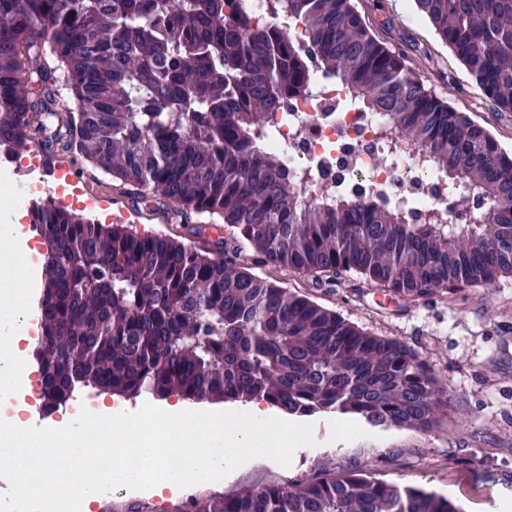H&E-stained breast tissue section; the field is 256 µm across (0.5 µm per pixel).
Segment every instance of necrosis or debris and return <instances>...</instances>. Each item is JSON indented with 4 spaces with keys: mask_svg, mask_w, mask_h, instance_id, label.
I'll use <instances>...</instances> for the list:
<instances>
[{
    "mask_svg": "<svg viewBox=\"0 0 512 512\" xmlns=\"http://www.w3.org/2000/svg\"><path fill=\"white\" fill-rule=\"evenodd\" d=\"M344 99L335 83L317 78L307 95L267 116L264 143L281 157L298 195L310 201L381 187L414 208L447 210L440 177L421 168L414 152L392 149L379 113L349 110Z\"/></svg>",
    "mask_w": 512,
    "mask_h": 512,
    "instance_id": "necrosis-or-debris-1",
    "label": "necrosis or debris"
}]
</instances>
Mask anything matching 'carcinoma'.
Wrapping results in <instances>:
<instances>
[{
	"label": "carcinoma",
	"mask_w": 512,
	"mask_h": 512,
	"mask_svg": "<svg viewBox=\"0 0 512 512\" xmlns=\"http://www.w3.org/2000/svg\"><path fill=\"white\" fill-rule=\"evenodd\" d=\"M301 27L226 12L229 0H0V149L35 140L112 176L183 224L236 230L207 247L95 224L51 198L32 205L44 240L45 406L81 389L195 401L263 398L290 416L352 414L428 431L448 408L405 344L373 336L308 297L257 278L258 259L315 283L355 274L405 299L512 278V155L436 96L355 0H267ZM497 112H512V0H414ZM316 65H311V62ZM345 104L441 179L486 201L472 224L429 209L407 220L381 192L306 202L262 151L267 114L309 89L313 68ZM74 107L63 109L60 85ZM178 512H457L420 488L360 470L293 489L268 485Z\"/></svg>",
	"instance_id": "1"
}]
</instances>
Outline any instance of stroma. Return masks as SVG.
<instances>
[{
    "instance_id": "obj_1",
    "label": "stroma",
    "mask_w": 512,
    "mask_h": 512,
    "mask_svg": "<svg viewBox=\"0 0 512 512\" xmlns=\"http://www.w3.org/2000/svg\"><path fill=\"white\" fill-rule=\"evenodd\" d=\"M359 8L380 36L416 46L411 65L428 87L468 113L512 153V112L493 111L464 67L419 17L413 0H359ZM81 168L84 178L78 191L85 217L105 215L110 223L198 247L230 234L222 219L207 217L199 234L189 235L150 202L131 206L111 175L87 162ZM241 257L263 280L306 295L369 333L398 339L415 350L443 382L447 412L427 432L374 427L351 415L318 414L308 419L314 445L298 448L290 466L255 464L186 492L158 495L144 490L142 512H175L189 495L221 497L356 468L391 484L435 492L459 512H498L503 501H512V279L492 288H466L450 297L408 301L355 275L318 288L311 277L259 263L252 249Z\"/></svg>"
}]
</instances>
